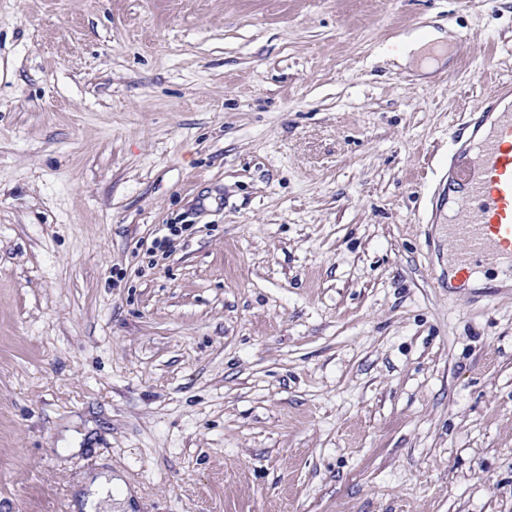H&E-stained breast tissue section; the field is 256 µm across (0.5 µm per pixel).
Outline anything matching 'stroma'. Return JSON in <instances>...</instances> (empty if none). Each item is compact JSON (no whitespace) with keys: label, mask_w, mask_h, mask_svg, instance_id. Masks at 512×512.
Instances as JSON below:
<instances>
[{"label":"stroma","mask_w":512,"mask_h":512,"mask_svg":"<svg viewBox=\"0 0 512 512\" xmlns=\"http://www.w3.org/2000/svg\"><path fill=\"white\" fill-rule=\"evenodd\" d=\"M501 83L512 0H0V512H512L443 190ZM402 56L423 57L424 48L431 43L443 45L444 36L435 31H428L425 35H411L402 38ZM117 485L116 481L112 478L108 481L105 477L97 478L91 484L92 495L88 498L86 508L91 507L99 502L103 507H108V503H112V494H115L114 486Z\"/></svg>","instance_id":"stroma-1"}]
</instances>
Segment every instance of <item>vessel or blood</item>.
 <instances>
[{
	"label": "vessel or blood",
	"instance_id": "1",
	"mask_svg": "<svg viewBox=\"0 0 512 512\" xmlns=\"http://www.w3.org/2000/svg\"><path fill=\"white\" fill-rule=\"evenodd\" d=\"M481 111L448 172V230L464 244L454 266L466 278L482 267L512 269V86L497 87Z\"/></svg>",
	"mask_w": 512,
	"mask_h": 512
}]
</instances>
